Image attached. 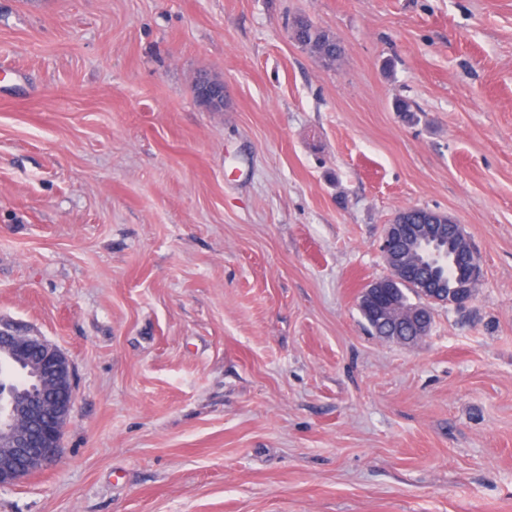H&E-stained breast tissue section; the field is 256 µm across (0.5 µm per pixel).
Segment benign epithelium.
I'll return each mask as SVG.
<instances>
[{"label":"benign epithelium","mask_w":512,"mask_h":512,"mask_svg":"<svg viewBox=\"0 0 512 512\" xmlns=\"http://www.w3.org/2000/svg\"><path fill=\"white\" fill-rule=\"evenodd\" d=\"M197 100L212 111L224 109V82L208 76L197 83ZM433 237V252L428 259L448 250L443 241L441 225L426 226ZM417 231L404 224L384 225L380 252L393 279L408 273L397 242ZM452 260L464 272L461 291L452 303L464 306L473 299V288L482 278L480 260L465 242L452 255ZM27 364L32 368L34 385L26 393H17L5 379L0 380V489L24 482L43 463L54 457L61 445L62 432L69 422L75 403L72 364L55 344L19 330L0 328V362Z\"/></svg>","instance_id":"7a95c632"}]
</instances>
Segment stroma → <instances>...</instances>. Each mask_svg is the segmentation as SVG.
<instances>
[{
    "label": "stroma",
    "instance_id": "1",
    "mask_svg": "<svg viewBox=\"0 0 512 512\" xmlns=\"http://www.w3.org/2000/svg\"><path fill=\"white\" fill-rule=\"evenodd\" d=\"M408 207L483 277L401 344ZM0 323L75 375L0 512H512V0H0ZM292 39L326 63L334 64L344 48L327 30L316 26L305 16H295L289 23ZM198 87V90H197ZM197 91V100L206 108L212 111H221L224 109V82L214 80L211 77H202L194 92ZM435 212L436 211L422 207H409L397 212L404 213V218L406 219L405 222L409 224H394L391 222L390 224L384 225L383 235L380 242V252L390 272L393 273L392 278L394 280H400L402 276H405L408 273V269L403 263V257L397 250V242L404 235L420 231L419 228H409L406 225L425 224L430 220L431 214ZM449 225H456L459 232L463 235L460 246L452 255V260L456 265H459L464 272L462 278V285L458 295L454 298L450 297L455 306H465L473 299V288L482 278V268L480 260L472 250V248L465 243V235L460 224H448V231L451 230ZM467 241V240H466ZM387 296L386 298H383L382 301H387L389 304V307L395 316V319H398L402 316L403 312H407L408 310L412 309L413 307L417 306L419 303H413L408 298L407 294L405 293V290H411L418 299H425L426 294L422 291V289L419 287L416 281H408L401 285V288L396 289L395 293H392L391 288H387ZM395 305V308H392V306Z\"/></svg>",
    "mask_w": 512,
    "mask_h": 512
}]
</instances>
